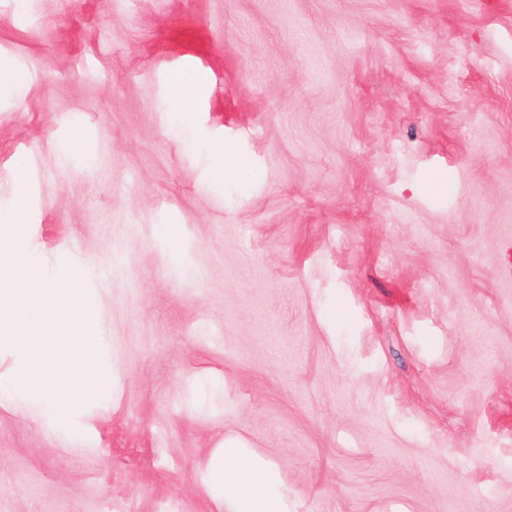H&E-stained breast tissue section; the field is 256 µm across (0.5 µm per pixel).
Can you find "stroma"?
I'll return each instance as SVG.
<instances>
[{"instance_id": "35a3bbf8", "label": "stroma", "mask_w": 512, "mask_h": 512, "mask_svg": "<svg viewBox=\"0 0 512 512\" xmlns=\"http://www.w3.org/2000/svg\"><path fill=\"white\" fill-rule=\"evenodd\" d=\"M0 64V218L120 377L67 446L0 405V512H220L228 436L296 512H512V0H0ZM172 81L177 91V106L182 111H187L207 87L205 77L191 71L176 73Z\"/></svg>"}]
</instances>
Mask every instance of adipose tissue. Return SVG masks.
Returning <instances> with one entry per match:
<instances>
[{
	"mask_svg": "<svg viewBox=\"0 0 512 512\" xmlns=\"http://www.w3.org/2000/svg\"><path fill=\"white\" fill-rule=\"evenodd\" d=\"M199 479L223 503L224 512H289L277 469L236 440H225Z\"/></svg>",
	"mask_w": 512,
	"mask_h": 512,
	"instance_id": "1",
	"label": "adipose tissue"
}]
</instances>
